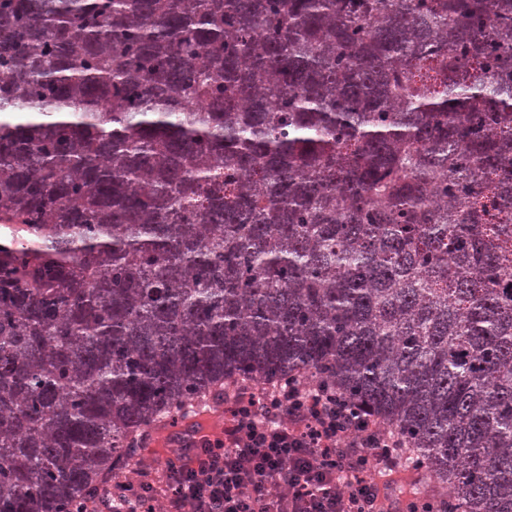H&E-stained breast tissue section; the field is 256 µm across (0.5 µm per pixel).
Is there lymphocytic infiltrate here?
<instances>
[{"instance_id": "lymphocytic-infiltrate-1", "label": "lymphocytic infiltrate", "mask_w": 512, "mask_h": 512, "mask_svg": "<svg viewBox=\"0 0 512 512\" xmlns=\"http://www.w3.org/2000/svg\"><path fill=\"white\" fill-rule=\"evenodd\" d=\"M404 438L328 382L244 387L224 401L221 433L167 460L164 485L140 479L98 495L94 512H385L381 477Z\"/></svg>"}]
</instances>
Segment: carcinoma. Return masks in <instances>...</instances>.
<instances>
[{"instance_id": "obj_1", "label": "carcinoma", "mask_w": 512, "mask_h": 512, "mask_svg": "<svg viewBox=\"0 0 512 512\" xmlns=\"http://www.w3.org/2000/svg\"><path fill=\"white\" fill-rule=\"evenodd\" d=\"M288 377L512 512V0H0V512Z\"/></svg>"}]
</instances>
